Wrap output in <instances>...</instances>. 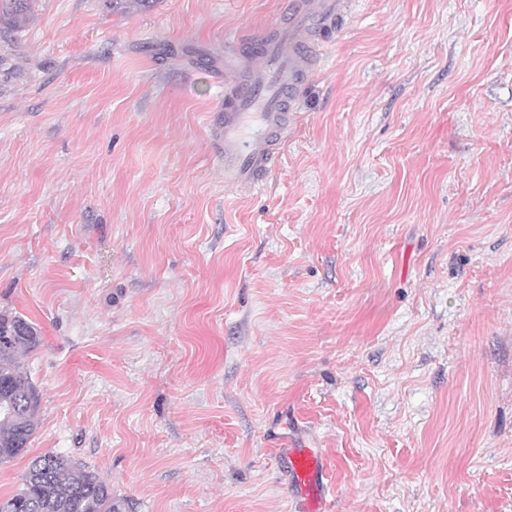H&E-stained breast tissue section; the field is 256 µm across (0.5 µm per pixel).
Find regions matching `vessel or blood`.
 <instances>
[{
  "mask_svg": "<svg viewBox=\"0 0 512 512\" xmlns=\"http://www.w3.org/2000/svg\"><path fill=\"white\" fill-rule=\"evenodd\" d=\"M347 21L348 0H288L283 20L253 43L260 66L233 77L224 101V171L232 184L256 187L276 167L282 135L297 112V90L318 57L310 34L330 39ZM279 464L297 512H332L329 464L321 452L288 440Z\"/></svg>",
  "mask_w": 512,
  "mask_h": 512,
  "instance_id": "vessel-or-blood-1",
  "label": "vessel or blood"
}]
</instances>
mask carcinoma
<instances>
[{
	"instance_id": "cac0c4a2",
	"label": "carcinoma",
	"mask_w": 512,
	"mask_h": 512,
	"mask_svg": "<svg viewBox=\"0 0 512 512\" xmlns=\"http://www.w3.org/2000/svg\"><path fill=\"white\" fill-rule=\"evenodd\" d=\"M40 342L35 325L0 316V463L19 455L38 425L40 392L21 359ZM0 512H121L112 487L93 469L58 454L33 460Z\"/></svg>"
}]
</instances>
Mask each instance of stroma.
Here are the masks:
<instances>
[{
  "label": "stroma",
  "mask_w": 512,
  "mask_h": 512,
  "mask_svg": "<svg viewBox=\"0 0 512 512\" xmlns=\"http://www.w3.org/2000/svg\"><path fill=\"white\" fill-rule=\"evenodd\" d=\"M284 0H29L0 22V314L29 462L129 512H512V0H351L277 167L224 178L226 72ZM40 342L35 325L21 316H0V463L19 455L38 425L40 392L21 359ZM301 443L286 440L279 448V464L294 493L297 512H331L328 500L329 464L326 457Z\"/></svg>",
  "instance_id": "1"
}]
</instances>
